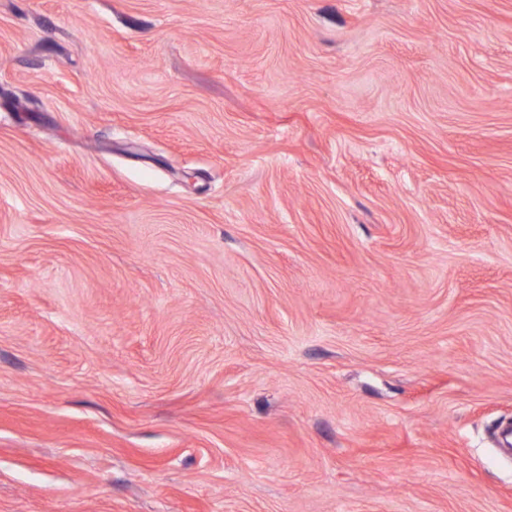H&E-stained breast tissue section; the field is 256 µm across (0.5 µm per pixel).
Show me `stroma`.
<instances>
[{
  "instance_id": "stroma-1",
  "label": "stroma",
  "mask_w": 512,
  "mask_h": 512,
  "mask_svg": "<svg viewBox=\"0 0 512 512\" xmlns=\"http://www.w3.org/2000/svg\"><path fill=\"white\" fill-rule=\"evenodd\" d=\"M512 0H0V512H512Z\"/></svg>"
}]
</instances>
